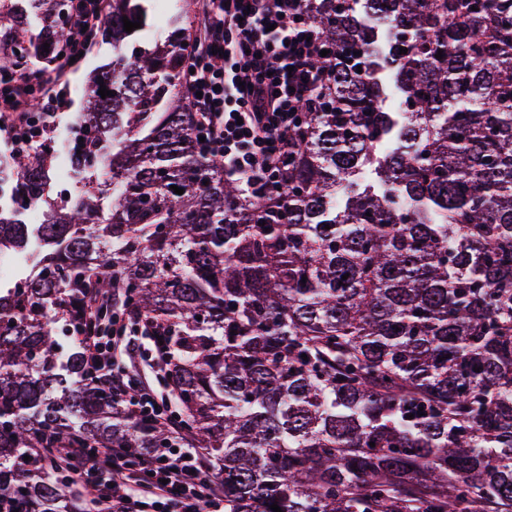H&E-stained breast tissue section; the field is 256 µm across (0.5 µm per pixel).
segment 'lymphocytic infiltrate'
Wrapping results in <instances>:
<instances>
[{
  "instance_id": "obj_1",
  "label": "lymphocytic infiltrate",
  "mask_w": 512,
  "mask_h": 512,
  "mask_svg": "<svg viewBox=\"0 0 512 512\" xmlns=\"http://www.w3.org/2000/svg\"><path fill=\"white\" fill-rule=\"evenodd\" d=\"M199 23L184 47L183 83L195 114L198 153L224 164V178L259 199L280 180L301 122V103L329 82L332 67L315 68L327 44L308 23V0H195ZM87 370L108 377L135 417L172 425L168 398L140 380L125 357L134 348L122 321L90 337ZM48 476L65 470L72 486L106 502L111 512H223V480L199 449L46 448Z\"/></svg>"
}]
</instances>
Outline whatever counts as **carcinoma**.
<instances>
[{
  "label": "carcinoma",
  "mask_w": 512,
  "mask_h": 512,
  "mask_svg": "<svg viewBox=\"0 0 512 512\" xmlns=\"http://www.w3.org/2000/svg\"><path fill=\"white\" fill-rule=\"evenodd\" d=\"M311 2L334 77L255 203L195 151L184 29L127 57L123 18L150 0H112L117 58L71 150L88 165L112 141L108 223L96 190L0 220V254L48 246L0 287V512H81L37 448L172 447L86 369L71 328L101 294L96 315L165 336L224 512H512V0ZM30 3L67 43L68 0ZM16 47L21 71L34 43ZM50 157L15 156V196Z\"/></svg>",
  "instance_id": "obj_1"
}]
</instances>
